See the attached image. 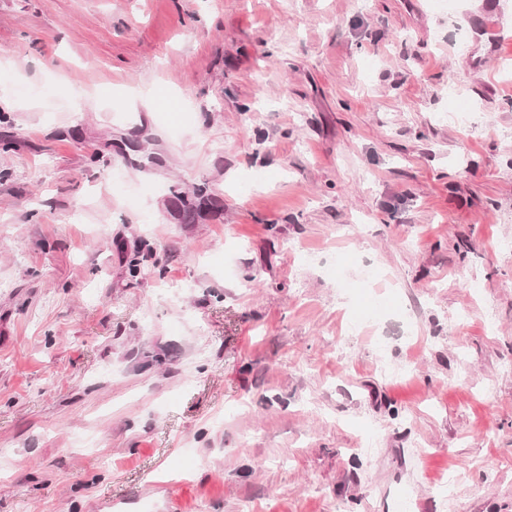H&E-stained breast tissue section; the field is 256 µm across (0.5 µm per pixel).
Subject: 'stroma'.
Here are the masks:
<instances>
[{
  "label": "stroma",
  "mask_w": 512,
  "mask_h": 512,
  "mask_svg": "<svg viewBox=\"0 0 512 512\" xmlns=\"http://www.w3.org/2000/svg\"><path fill=\"white\" fill-rule=\"evenodd\" d=\"M505 239L512 0H0V512H512Z\"/></svg>",
  "instance_id": "35a3bbf8"
}]
</instances>
